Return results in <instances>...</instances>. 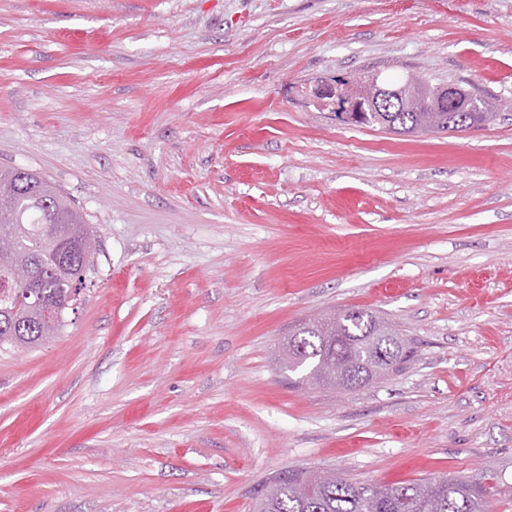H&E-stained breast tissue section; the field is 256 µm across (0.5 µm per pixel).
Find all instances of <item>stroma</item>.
<instances>
[{
	"label": "stroma",
	"instance_id": "1",
	"mask_svg": "<svg viewBox=\"0 0 512 512\" xmlns=\"http://www.w3.org/2000/svg\"><path fill=\"white\" fill-rule=\"evenodd\" d=\"M418 74L486 127L399 135L305 98ZM99 249L59 336L0 346V512H250L288 469L497 481L512 512V0H0V165ZM374 312L347 391L280 364ZM284 351L286 372L333 387L340 386L326 366L336 357L351 363L354 373L347 381L358 386L397 370L409 357L403 339L386 321L353 307L299 324L288 334ZM341 358L336 370L346 375L350 365Z\"/></svg>",
	"mask_w": 512,
	"mask_h": 512
}]
</instances>
